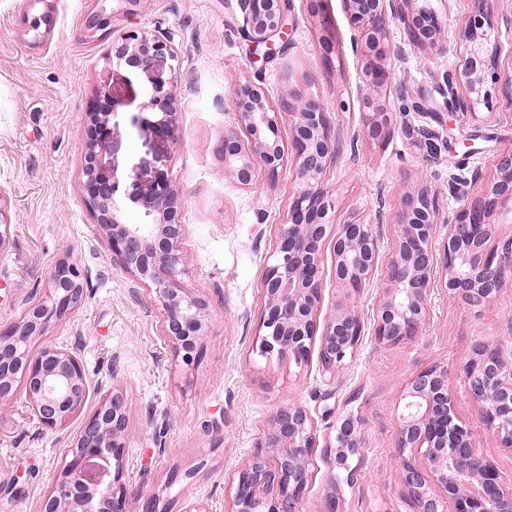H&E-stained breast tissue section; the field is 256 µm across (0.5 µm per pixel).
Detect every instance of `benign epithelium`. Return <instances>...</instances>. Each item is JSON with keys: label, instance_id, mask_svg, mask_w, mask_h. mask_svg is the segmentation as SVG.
<instances>
[{"label": "benign epithelium", "instance_id": "1", "mask_svg": "<svg viewBox=\"0 0 512 512\" xmlns=\"http://www.w3.org/2000/svg\"><path fill=\"white\" fill-rule=\"evenodd\" d=\"M97 2L100 7L86 18L91 37L106 30L115 17L105 7L108 0ZM239 2L254 43L265 46V54L274 53L276 42L286 36L288 0ZM343 2L349 24L357 32L353 47L361 58L362 107L375 139L391 122L390 102L379 94L388 79L389 18L397 19L409 42L419 48H440L447 36L430 0ZM497 2L474 0L473 11L458 32L465 59L451 84L463 87L465 98L448 110L452 121L460 112L466 115L480 105L490 107L491 88L498 84L512 93V71L505 73L500 67ZM315 14L322 16L321 43L330 53L334 34L325 9L319 6ZM112 56L147 69L158 58H175L176 50L168 36L132 30L112 47ZM231 98L237 124L247 139L235 129L224 131L220 154L224 175L244 187L252 185L258 165L275 177L283 158L279 139L283 118L292 128L296 188L288 222L281 225L273 262L262 281L265 305L256 336L259 352L305 365L317 342L322 369L331 373L357 348L363 325L351 309H339L319 321L320 255L334 212L324 177L339 153L328 109L297 86L288 88L274 108L265 88L247 78L232 89ZM112 112L102 105L86 114L84 201L105 232L112 254L150 287L165 316L163 336L188 366L202 354L212 310L206 298L183 287L184 225L178 219L182 200L168 173L137 172L131 175L130 200L141 207L142 222H124L110 159L111 144L120 136ZM142 112L149 113L140 118L149 131L175 140L177 84H154ZM503 197H512L511 150L497 155L493 182L465 195L466 204L448 225L440 259L434 244L438 201L424 185L405 195L398 215L399 235L387 258L381 253L374 224L355 220L341 225L333 244L337 282L357 292L383 270V296L373 324L378 343L396 346L419 335L438 271L448 294L473 306L494 299L512 283V240L499 250L488 248L489 218ZM83 301L79 268L61 261L51 271L50 288L26 302L19 321L0 326V406L10 405L18 390L25 389L32 412L46 430L53 431L82 413L88 385L76 352L34 343L73 316ZM463 374L484 425L501 447L512 452V350L480 342ZM397 424L398 467L412 512H512V491L504 490L495 463L476 449L474 429L454 412L447 367L433 365L416 376L403 397ZM127 428V400L114 390L83 418L75 442L65 450L69 461L54 480L42 512H167L161 493L131 495L122 483ZM365 432L366 420L360 413L336 416L326 453L331 488L358 482ZM316 443L317 428L305 407L289 404L273 411L250 463L234 479L233 512H299Z\"/></svg>", "mask_w": 512, "mask_h": 512}]
</instances>
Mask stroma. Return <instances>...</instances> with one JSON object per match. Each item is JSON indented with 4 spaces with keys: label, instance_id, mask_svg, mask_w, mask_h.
<instances>
[{
    "label": "stroma",
    "instance_id": "obj_1",
    "mask_svg": "<svg viewBox=\"0 0 512 512\" xmlns=\"http://www.w3.org/2000/svg\"><path fill=\"white\" fill-rule=\"evenodd\" d=\"M291 2L282 51L258 61L238 0H142L137 14L116 16L110 33L97 38L85 30L96 0H0V202L11 222L0 246V323L16 321L26 300L44 293L58 262L78 266L84 302L46 340L78 352L88 382L85 412L111 390L123 393L129 423L122 480L132 491H163L169 512H184L192 502L207 512H232L238 471L269 415L288 404L309 410L318 435L301 512L327 510L331 420L324 412L348 408L367 422L366 449L360 482L339 493L340 512H410L398 475L397 417L412 380L435 364L447 367L456 414L474 429L478 450L512 481V453L484 426L460 373L477 342H512V285L480 307L434 287L420 336L384 346L373 336L380 278L357 293L342 288L328 242L321 253L320 315L353 308L364 324L357 350L330 374L316 355L299 367L256 350L261 283L288 220L295 170L287 154L277 177L257 169L252 187L225 177L217 148L236 125L230 100L236 83L262 82L273 103L298 86L327 105L341 144L325 176L334 223H375L386 254L399 233L403 197L415 184L427 185L438 199L435 241L443 243L463 205L452 190L453 176L472 189L491 182L496 155L512 150V102L503 91H495L490 107L456 124L441 95L424 93L436 77L460 69L456 34L473 0L438 5L448 36L443 49L408 45L398 21H391L382 93L394 118L378 139L369 135L362 113L360 60L343 0L325 3L338 38L330 54L308 0ZM131 29L172 37L176 59L157 60L146 71L113 59V44ZM173 77L179 133L171 142L131 118L153 84ZM101 90L121 131L111 157L126 223H139L141 215L127 199L132 173L169 171L185 199L179 215L183 284L208 299L213 313L197 363L175 357L149 287L121 267L84 202L85 116ZM80 424L75 418L60 429H43L21 393L0 411V512H40Z\"/></svg>",
    "mask_w": 512,
    "mask_h": 512
}]
</instances>
